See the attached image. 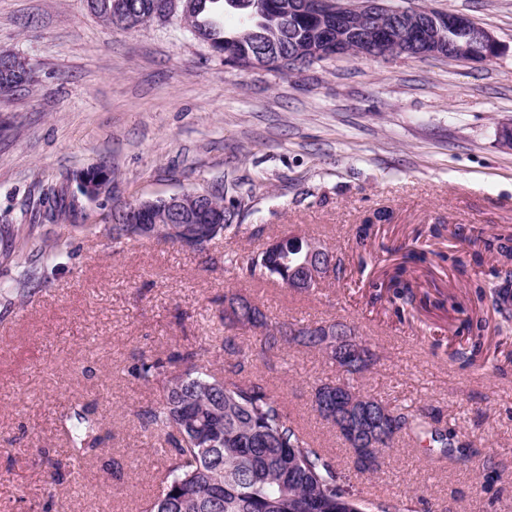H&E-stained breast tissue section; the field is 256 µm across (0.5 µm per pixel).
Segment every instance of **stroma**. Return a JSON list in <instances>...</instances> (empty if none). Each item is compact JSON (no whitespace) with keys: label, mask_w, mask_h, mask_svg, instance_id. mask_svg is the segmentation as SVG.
Returning a JSON list of instances; mask_svg holds the SVG:
<instances>
[{"label":"stroma","mask_w":512,"mask_h":512,"mask_svg":"<svg viewBox=\"0 0 512 512\" xmlns=\"http://www.w3.org/2000/svg\"><path fill=\"white\" fill-rule=\"evenodd\" d=\"M390 4L466 14L502 51L490 62L342 55L278 74L226 64L175 22L120 30L86 0H0V52L39 74L30 92L0 100V512H139L168 461L139 420L159 389L130 369L224 334L252 353L244 378L268 387L355 494H413L414 512H512V323L477 298L502 264L496 244L512 237V148L501 140L512 128V0ZM103 158L111 198L38 228L47 248L63 234L70 254L43 285L17 287L28 252L16 229L39 181ZM216 183L237 209L210 261L157 239L116 249L88 230L113 200ZM380 209L390 221L358 243ZM287 233L330 248L341 277L298 293L224 260ZM398 266L405 298L385 285ZM231 291L274 321L350 326L375 353L355 385L433 412L470 441L469 466L399 437L377 471L360 472L312 407L335 363L301 347L264 354L258 332L213 323L215 298ZM475 344L476 365L455 358ZM75 400L102 420L101 451L78 471L59 424ZM110 459L120 476L104 471Z\"/></svg>","instance_id":"stroma-1"}]
</instances>
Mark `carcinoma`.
<instances>
[{
    "label": "carcinoma",
    "instance_id": "obj_1",
    "mask_svg": "<svg viewBox=\"0 0 512 512\" xmlns=\"http://www.w3.org/2000/svg\"><path fill=\"white\" fill-rule=\"evenodd\" d=\"M290 0H192L187 15L180 17L188 31L218 49L224 61H247L259 46L288 52L310 48L312 43L336 46V30L324 27L318 34L297 15L272 4ZM160 0H88V6L102 22L116 26L119 16L136 18L134 26L159 21L155 14ZM9 69L24 82L26 91L38 82L33 65L14 54ZM76 177L38 185V203L30 211L29 223L19 231L23 245L43 249L34 237L41 224H61L79 210V199L70 194L69 182ZM97 229L120 248L133 236L125 226L99 224ZM308 242L297 251L285 248L278 262L252 254L241 264L251 278H269L285 283L313 263ZM47 266L23 267L16 286L28 287L46 279ZM502 282L490 290L493 309L503 322L512 320V271H498ZM247 322L260 332L261 352L280 351L295 345L323 351L311 326L300 322L271 323L257 304L241 298ZM208 348L171 353L164 359H144L135 368L138 379L161 389L159 403L140 413L144 431L168 448V469L162 492L146 501L142 512H413L400 502L370 500L352 493L344 484L333 459L315 448L298 431L281 404L259 382L218 377L198 364ZM363 369L348 365L346 377L315 387V411L330 423L323 405L336 402V385L359 397L361 392L349 381ZM395 428L379 440L377 454L402 436L427 439L440 456L467 465L472 445L457 434L438 426L429 413H411L398 408ZM71 457L81 462L96 454L101 441L100 422L86 405H74L60 415Z\"/></svg>",
    "mask_w": 512,
    "mask_h": 512
}]
</instances>
